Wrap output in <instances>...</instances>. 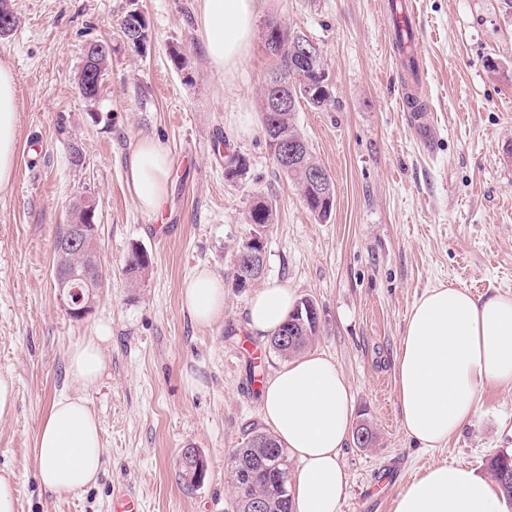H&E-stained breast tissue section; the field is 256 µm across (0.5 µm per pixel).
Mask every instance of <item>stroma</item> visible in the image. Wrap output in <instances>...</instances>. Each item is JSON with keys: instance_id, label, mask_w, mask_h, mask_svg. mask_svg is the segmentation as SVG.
<instances>
[{"instance_id": "stroma-1", "label": "stroma", "mask_w": 512, "mask_h": 512, "mask_svg": "<svg viewBox=\"0 0 512 512\" xmlns=\"http://www.w3.org/2000/svg\"><path fill=\"white\" fill-rule=\"evenodd\" d=\"M15 30L0 37V62L16 78L17 171L0 192V373L16 386L0 420V472L19 478L18 512H110L112 489L132 486L143 512H231L229 450L263 425L259 385L281 365L268 340L251 335L254 288L236 287L239 249L254 197L276 208L266 225L263 281L288 284L320 310L312 350L332 357L354 394L355 419L373 443L346 444L348 486L339 512H393L402 488L448 462L486 476L492 455L512 454V387H489L474 419L434 452L405 434L395 358L406 317L427 288L446 284L474 297L512 295V0H418L423 139L401 91L408 75L385 39L380 0H272L257 17L253 47L234 79L209 67L195 17L198 0H138L149 30L127 47L119 19L128 0H11ZM276 19L316 43L334 81L327 109L301 104L297 125L335 184L330 220L318 222L277 168L261 129L238 136L234 112H261V86L275 68L263 31ZM111 56L100 96L82 98L85 48ZM144 136L172 158L163 212H141L124 181L126 157ZM77 143L83 162L73 165ZM248 161L243 179L224 163ZM96 200L104 286L91 313L60 307L53 241L74 204ZM151 266L131 285L133 248ZM199 265L225 284L224 317L196 325L180 288ZM112 325L108 368L83 388L67 374L66 352L98 322ZM203 386L189 391L185 374ZM83 393L101 425L102 465L82 491L58 497L38 477L35 443L54 397ZM195 448L202 483L178 477L183 449Z\"/></svg>"}]
</instances>
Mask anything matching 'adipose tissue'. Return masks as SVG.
Here are the masks:
<instances>
[{
    "instance_id": "obj_1",
    "label": "adipose tissue",
    "mask_w": 512,
    "mask_h": 512,
    "mask_svg": "<svg viewBox=\"0 0 512 512\" xmlns=\"http://www.w3.org/2000/svg\"><path fill=\"white\" fill-rule=\"evenodd\" d=\"M197 34L212 70L233 78L250 55L257 17L269 0H199ZM17 112L15 78L0 64V191L15 176ZM172 160L156 139L140 138L125 168V184L139 209L164 202ZM295 295L287 285L266 283L252 297L248 328L272 335L287 318ZM181 304L195 323L224 316V282L201 266L181 287ZM109 325L95 327L69 348L67 372L81 385L96 383L107 366ZM401 425L419 447L435 449L477 411L489 386L512 385V296L474 299L465 289H426L406 318L395 359ZM263 419L298 464L290 486L294 512H339L348 484L339 463L353 424L349 381L325 354L311 352L287 362L263 385ZM100 424L85 396L55 397L36 439L41 485L63 495L95 481L102 456ZM393 512H512L497 485L472 470L446 463L430 466L398 493Z\"/></svg>"
}]
</instances>
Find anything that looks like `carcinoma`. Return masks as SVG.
Instances as JSON below:
<instances>
[{"label":"carcinoma","instance_id":"obj_1","mask_svg":"<svg viewBox=\"0 0 512 512\" xmlns=\"http://www.w3.org/2000/svg\"><path fill=\"white\" fill-rule=\"evenodd\" d=\"M121 38L128 47L138 50L147 40V25L143 15L133 14L129 11L120 19ZM264 44L267 53L275 60V71L265 81L262 91V101L280 91L279 84L291 82L290 90L293 101L292 108L286 112H271L263 109V135L268 149L292 140L305 141L296 124V112L300 101L304 100L316 109H322L333 101V85L326 84L322 53L305 35L288 28L283 22L271 21L266 24L264 31ZM109 55L94 51L85 52L83 64L78 73V90H83L87 72L93 71L101 75L106 73ZM247 170L245 158L231 155L224 166V177L234 181L244 175ZM284 175L297 188L307 209L314 217L324 222L330 219L334 202L328 201L315 186H308L305 170L301 167L288 169ZM275 209L273 204L263 198L253 201L246 221L249 224L274 223ZM96 239L88 237L85 248L81 251H70L59 257L64 265H70L77 270L84 269L88 258L95 255ZM151 264L146 253L133 248L129 256L125 272L130 282L137 284L148 272ZM318 327H309L304 331H296L298 340L292 347L278 346L273 348L274 353L283 361L299 355L317 336ZM268 443L275 446L281 458H286L282 448L278 446L275 437L261 428L254 427L248 432L243 441L228 452V460L234 463L230 469L236 497L233 501V512H246L245 502L252 498L260 499L263 512H291L290 498V471L288 464L282 465L284 470V484H279V470L265 469L258 465L259 456L266 453V449L258 447L259 443ZM488 471L499 486L506 500L512 504V481H504L500 473H512V455L498 454L489 459Z\"/></svg>","mask_w":512,"mask_h":512}]
</instances>
